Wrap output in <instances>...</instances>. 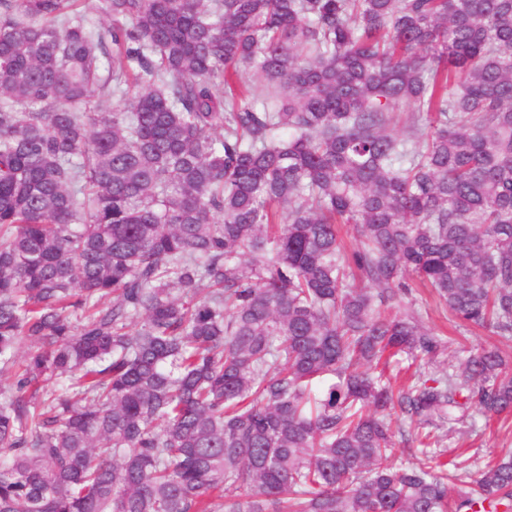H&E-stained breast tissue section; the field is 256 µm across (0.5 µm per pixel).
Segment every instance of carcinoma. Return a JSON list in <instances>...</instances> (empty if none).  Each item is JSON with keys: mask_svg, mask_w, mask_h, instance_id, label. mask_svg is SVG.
I'll use <instances>...</instances> for the list:
<instances>
[{"mask_svg": "<svg viewBox=\"0 0 512 512\" xmlns=\"http://www.w3.org/2000/svg\"><path fill=\"white\" fill-rule=\"evenodd\" d=\"M75 2L0 0V512H512L435 435L499 350L366 369L445 350L409 276L512 340V0ZM402 427L403 425L401 424L400 420H397L396 416H394L392 421V431L396 448V459L398 463H402L403 465L407 466L412 462H416L414 452L417 443L411 442V440L408 441L409 436L407 435V432H405V435H402Z\"/></svg>", "mask_w": 512, "mask_h": 512, "instance_id": "obj_1", "label": "carcinoma"}]
</instances>
